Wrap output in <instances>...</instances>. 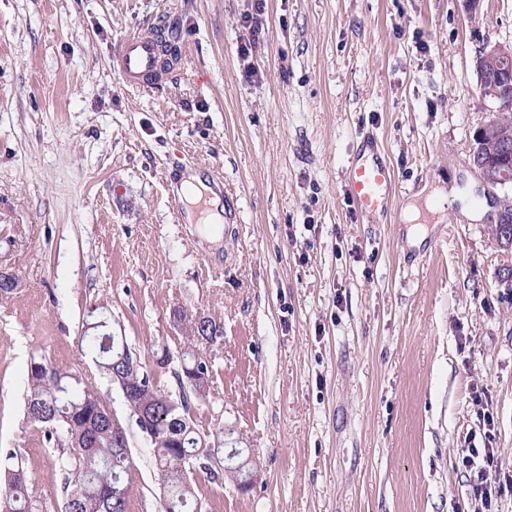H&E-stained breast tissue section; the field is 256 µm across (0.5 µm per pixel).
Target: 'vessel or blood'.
Segmentation results:
<instances>
[{"label": "vessel or blood", "instance_id": "vessel-or-blood-1", "mask_svg": "<svg viewBox=\"0 0 512 512\" xmlns=\"http://www.w3.org/2000/svg\"><path fill=\"white\" fill-rule=\"evenodd\" d=\"M159 30V25H152L148 31L128 35L118 44L113 65L124 84L156 89L167 81V74L159 70ZM343 183L348 199L363 218L384 222L396 219L399 184L388 153L374 131H366L357 140L343 172ZM208 184V191L202 192L194 204H187L184 196H175L177 215L190 216L198 222L212 211V197L223 194L224 185L218 177L209 178Z\"/></svg>", "mask_w": 512, "mask_h": 512}]
</instances>
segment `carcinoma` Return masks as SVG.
I'll return each mask as SVG.
<instances>
[{"label": "carcinoma", "mask_w": 512, "mask_h": 512, "mask_svg": "<svg viewBox=\"0 0 512 512\" xmlns=\"http://www.w3.org/2000/svg\"><path fill=\"white\" fill-rule=\"evenodd\" d=\"M495 97L499 112L485 122L475 144L489 167L512 168V151L500 144L512 143V93L499 86L481 89ZM205 335L183 337V377L192 380L197 400L206 399L213 378V365L199 353L200 340L212 345L224 340V327L207 317ZM86 335L85 354L106 377L112 363L129 351L125 337L112 334L106 320L92 324ZM130 397L126 406L131 419L142 411L148 419V442L153 448L161 489V512H200L203 490L224 485V449L202 447V438L224 442V426L205 433L192 419L191 403L175 401L143 364L120 369ZM27 421L41 428L59 447L57 465L64 480L62 512H130L132 473L129 445L112 436V413L103 405L88 378L57 366L45 358H32L28 365L24 406ZM9 453L0 461L4 481L0 499L6 512H37L35 493L23 463L13 464Z\"/></svg>", "instance_id": "obj_1"}]
</instances>
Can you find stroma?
<instances>
[{"label":"stroma","mask_w":512,"mask_h":512,"mask_svg":"<svg viewBox=\"0 0 512 512\" xmlns=\"http://www.w3.org/2000/svg\"><path fill=\"white\" fill-rule=\"evenodd\" d=\"M255 5L0 0V268L18 279L0 295V458L21 454L41 512H60L58 451L24 418L31 359L83 372L124 419L86 325L108 318L150 365L179 353L184 308L224 325L199 345L196 423L257 467L202 512H484L462 458L495 448L490 475L512 476V245L486 232L506 190L472 167L499 107L475 64L512 46V0H265L244 59ZM161 20L180 28L175 77L128 88L115 47ZM365 128L417 223H366L346 197ZM179 162L223 175L238 217L221 244L175 215ZM451 180L458 198L428 209L421 189ZM129 433L131 512H158L153 451ZM263 1L258 0L255 7V13L245 16L244 18V28L249 29L250 32V38L245 41L244 43H241V45L238 47L239 54L242 58H248L251 51H253V48L257 44L260 35L263 31Z\"/></svg>","instance_id":"35a3bbf8"}]
</instances>
